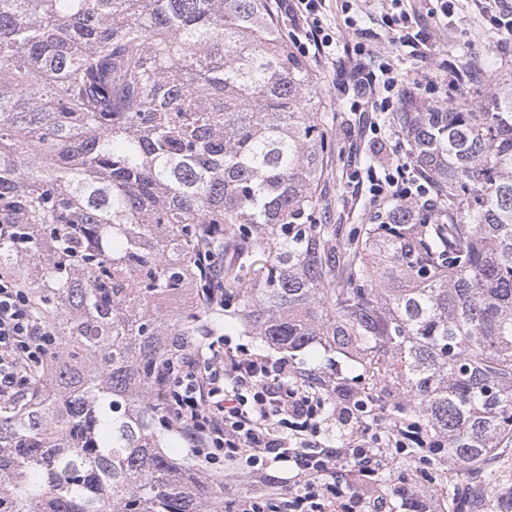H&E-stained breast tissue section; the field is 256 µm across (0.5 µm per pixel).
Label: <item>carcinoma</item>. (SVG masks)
Returning a JSON list of instances; mask_svg holds the SVG:
<instances>
[{
  "label": "carcinoma",
  "mask_w": 512,
  "mask_h": 512,
  "mask_svg": "<svg viewBox=\"0 0 512 512\" xmlns=\"http://www.w3.org/2000/svg\"><path fill=\"white\" fill-rule=\"evenodd\" d=\"M323 110L270 0H0V269L59 342L0 402V512H224L157 390L206 327L319 347L302 382L419 423L468 486L512 444V74L392 113L430 193L345 236Z\"/></svg>",
  "instance_id": "1"
}]
</instances>
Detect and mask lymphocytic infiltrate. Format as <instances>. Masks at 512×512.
<instances>
[{
    "instance_id": "f902f5d3",
    "label": "lymphocytic infiltrate",
    "mask_w": 512,
    "mask_h": 512,
    "mask_svg": "<svg viewBox=\"0 0 512 512\" xmlns=\"http://www.w3.org/2000/svg\"><path fill=\"white\" fill-rule=\"evenodd\" d=\"M280 13L301 34L290 41L305 58L326 59L333 38L318 16L321 0H275ZM404 77L391 65L357 69L351 111L389 112ZM375 200H411L428 194L427 184L406 172L372 178ZM56 337L39 311L33 292L12 272L0 271V400L23 393L35 371L54 355ZM287 358L270 360L225 348L205 335L184 344L167 367L159 395L170 406V427L207 463L246 465L260 487L232 498L234 512H392L376 478L390 459L427 452L413 425L374 432L367 405L336 399L339 446L323 442L328 418L325 397L292 381ZM292 470L287 492L273 468Z\"/></svg>"
}]
</instances>
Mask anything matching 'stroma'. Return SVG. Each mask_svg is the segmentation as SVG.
<instances>
[{"label":"stroma","mask_w":512,"mask_h":512,"mask_svg":"<svg viewBox=\"0 0 512 512\" xmlns=\"http://www.w3.org/2000/svg\"><path fill=\"white\" fill-rule=\"evenodd\" d=\"M493 0H452L449 16L432 13L430 0H404L402 7L415 15L424 45L411 49L391 44L385 19L393 12L391 0H356L352 12H345L343 0H325L322 17L337 47L333 59L314 63L316 90L328 115V130L336 141L332 157L318 191L331 204V221L335 224H358L370 198L369 183L355 180V171L370 165H397L408 162L403 134L389 120L388 114L350 111L345 93L350 68L348 46L353 35L374 40L378 52L368 61L371 68L382 64L398 67L405 75L404 90L413 92L417 101L431 102L432 94L417 90L416 78L440 70L453 71L458 65L459 49L471 51L485 85L512 73V40L493 28L487 17ZM356 19L355 28H347V16ZM369 122L381 127V150H374L362 128ZM457 471L452 461H442L432 472L429 493L431 512H457Z\"/></svg>","instance_id":"stroma-1"}]
</instances>
